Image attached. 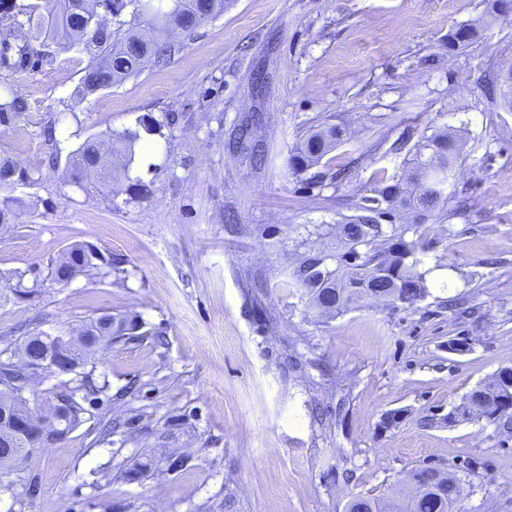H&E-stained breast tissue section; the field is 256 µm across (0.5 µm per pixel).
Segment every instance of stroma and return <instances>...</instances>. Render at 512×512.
Instances as JSON below:
<instances>
[{"label":"stroma","instance_id":"35a3bbf8","mask_svg":"<svg viewBox=\"0 0 512 512\" xmlns=\"http://www.w3.org/2000/svg\"><path fill=\"white\" fill-rule=\"evenodd\" d=\"M490 0H224L176 33L167 64L73 100L88 57L62 38L54 66L0 71L27 101L0 126V157L27 174L16 227L0 230V349L23 330L74 336L108 313L142 323L91 358L110 388L83 424L35 449L0 492V512H342L421 466L456 470V512H512V414L449 425L460 398L512 362V109L488 94L512 65V13ZM481 20L452 52L448 34ZM141 133L125 176L69 182L92 135ZM348 141L322 160L352 169L309 183L288 166L310 129ZM453 129L450 182L469 216L445 209L422 255L416 308L317 316L281 283L319 227L353 214L402 174L413 142ZM265 151L254 164L253 150ZM75 244L112 273L49 280ZM44 280L16 299L5 274ZM466 295V320L447 299ZM469 337L466 354L448 341ZM72 378L43 374L27 395L50 417ZM148 472L128 479L143 461Z\"/></svg>","mask_w":512,"mask_h":512}]
</instances>
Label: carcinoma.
Wrapping results in <instances>:
<instances>
[{
  "mask_svg": "<svg viewBox=\"0 0 512 512\" xmlns=\"http://www.w3.org/2000/svg\"><path fill=\"white\" fill-rule=\"evenodd\" d=\"M224 9V0H53L52 5L0 0V28L26 31L20 41L0 40V70L19 71L32 60L54 65L56 56L40 51L32 41L46 29L82 46L89 61L71 96L79 100L116 86L141 72L144 65L165 63L175 43L159 41L154 33L168 29L173 23L184 32L201 26ZM478 36V25L467 23L448 33V51L469 46ZM27 101L6 87L0 95V125H7L26 111ZM347 141V131L332 124L310 133L292 151L289 166L293 173L303 174L319 165L336 147ZM461 157L459 141L449 132L423 135L413 146L409 174L394 175L377 190L370 204L355 207V213L336 225L334 241L326 249H309L301 262L288 273L282 287L288 293L307 299L308 306L321 313L341 315L353 309L384 304L386 308H414L428 295L426 273L418 270L419 257L426 237L427 221L444 208L451 197L448 184L454 164ZM68 169L73 182L93 176L103 183L118 177L112 155H102L101 137L90 136L69 158ZM25 179L9 159H0V188ZM17 201L0 199V225L15 223ZM410 216L408 223L397 219ZM388 223H382L383 219ZM94 271L108 276L112 258L85 245L68 249L51 267V278L69 282L84 272ZM138 325L131 319L104 314L80 330L71 341L74 358L88 364L90 345L99 340L123 336ZM37 344L50 348L55 337L29 332L17 346L20 352ZM512 378V366L500 367L491 378L465 394L460 417H448V424L475 417L500 418L508 413L505 400L512 392L504 385L503 375ZM109 385L96 386L93 370L84 371L69 394L104 392ZM418 485L411 492L394 495L349 497L343 512H454L457 500L435 483V468L420 467L413 471Z\"/></svg>",
  "mask_w": 512,
  "mask_h": 512,
  "instance_id": "cac0c4a2",
  "label": "carcinoma"
}]
</instances>
